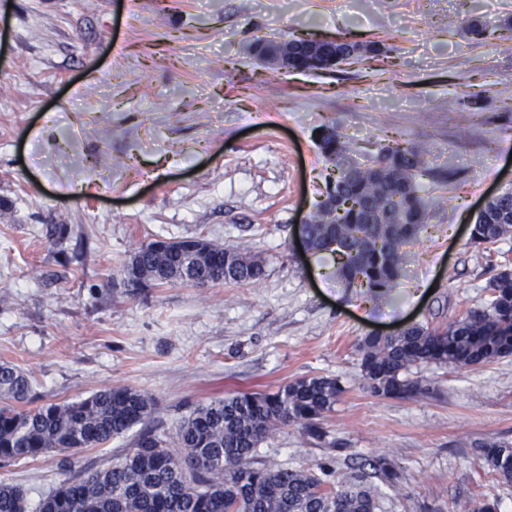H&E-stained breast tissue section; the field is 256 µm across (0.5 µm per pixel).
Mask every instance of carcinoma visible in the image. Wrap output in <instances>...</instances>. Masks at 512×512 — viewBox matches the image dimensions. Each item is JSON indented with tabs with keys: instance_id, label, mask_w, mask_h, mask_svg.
Segmentation results:
<instances>
[{
	"instance_id": "obj_1",
	"label": "carcinoma",
	"mask_w": 512,
	"mask_h": 512,
	"mask_svg": "<svg viewBox=\"0 0 512 512\" xmlns=\"http://www.w3.org/2000/svg\"><path fill=\"white\" fill-rule=\"evenodd\" d=\"M319 148L337 171L325 194L336 193L342 212L333 215L317 204L302 228L306 246L332 255L345 287L363 289L370 300L390 299L400 284L404 246L419 235L432 204L417 181L422 150L411 141L397 142L362 163L334 126L324 129ZM511 236L508 189L477 216L471 239L485 252ZM196 246L195 236L154 240L130 256L124 273L140 288L256 283L265 277V261L239 245L213 242L206 251ZM487 258L485 307L445 326L414 323L398 335L368 333L358 340L360 371L374 394L421 392L420 381L404 374L422 364L476 367L512 355V264ZM31 391L30 374L0 362L1 468L50 452L76 456L141 426L118 461L63 480L35 512H376L363 475L340 478L321 463L283 468L257 456L262 441L288 426L321 435V421L343 392L335 378L302 377L272 392L215 398L197 406L170 438L150 427L154 402L134 387L25 408ZM480 455L496 478L512 482L511 446L486 445ZM371 467L396 485L397 471L387 459ZM0 512H29L23 489L0 482ZM453 512H498V504L478 492L454 502Z\"/></svg>"
}]
</instances>
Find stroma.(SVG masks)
I'll return each mask as SVG.
<instances>
[{
	"label": "stroma",
	"mask_w": 512,
	"mask_h": 512,
	"mask_svg": "<svg viewBox=\"0 0 512 512\" xmlns=\"http://www.w3.org/2000/svg\"><path fill=\"white\" fill-rule=\"evenodd\" d=\"M488 36L466 35L470 26ZM303 34L374 44L330 71L263 67L257 41ZM327 125L357 159L411 140L436 201L406 248L392 302L300 252L323 188ZM512 189V0H0V362L34 378L31 406L117 386L151 395L172 430L198 405L307 376L343 391L311 437L290 426L264 460L365 471L396 486L377 512H448L483 489L512 512V483L478 449L512 446V357L411 370L426 394L373 395L356 343L384 326L448 323L487 301L470 239L484 199ZM50 224L68 228L46 236ZM236 242L266 261L257 284L132 288L123 267L162 237ZM130 437L63 466L49 453L0 468L30 503L98 469Z\"/></svg>",
	"instance_id": "35a3bbf8"
}]
</instances>
